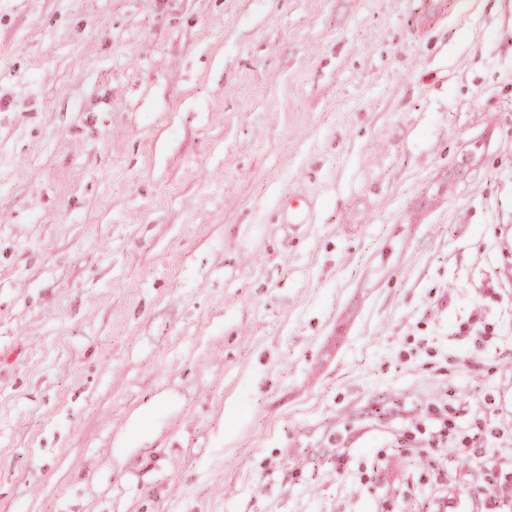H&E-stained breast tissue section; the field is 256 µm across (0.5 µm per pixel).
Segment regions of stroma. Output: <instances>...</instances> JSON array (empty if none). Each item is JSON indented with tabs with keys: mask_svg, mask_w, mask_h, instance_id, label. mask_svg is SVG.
Segmentation results:
<instances>
[{
	"mask_svg": "<svg viewBox=\"0 0 512 512\" xmlns=\"http://www.w3.org/2000/svg\"><path fill=\"white\" fill-rule=\"evenodd\" d=\"M510 438L512 0H0V512H431Z\"/></svg>",
	"mask_w": 512,
	"mask_h": 512,
	"instance_id": "stroma-1",
	"label": "stroma"
}]
</instances>
